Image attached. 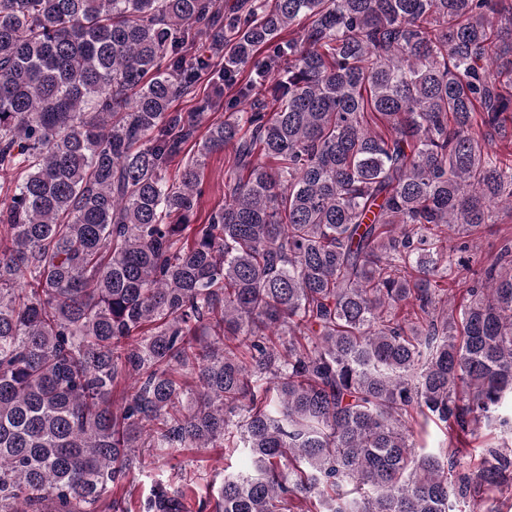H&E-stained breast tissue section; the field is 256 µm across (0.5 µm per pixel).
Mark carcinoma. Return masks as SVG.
Instances as JSON below:
<instances>
[{"instance_id": "1", "label": "carcinoma", "mask_w": 512, "mask_h": 512, "mask_svg": "<svg viewBox=\"0 0 512 512\" xmlns=\"http://www.w3.org/2000/svg\"><path fill=\"white\" fill-rule=\"evenodd\" d=\"M501 21L512 0H0V512H120L135 449L224 446L255 473L214 512H500L512 454L465 438L512 434V246L451 234L512 211ZM233 156L231 148L213 153L203 159L200 173V206L194 213L192 224H205L208 212L218 204L224 203V169Z\"/></svg>"}]
</instances>
